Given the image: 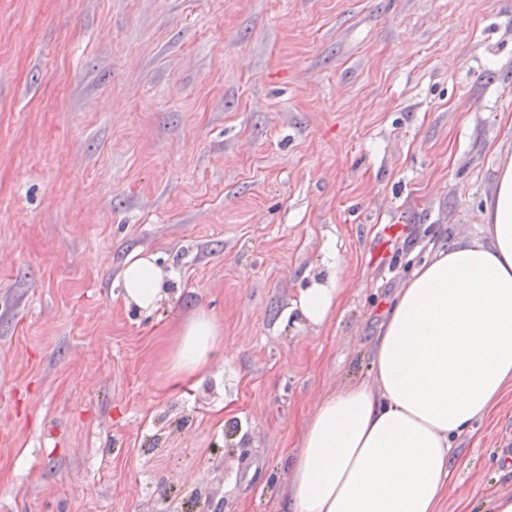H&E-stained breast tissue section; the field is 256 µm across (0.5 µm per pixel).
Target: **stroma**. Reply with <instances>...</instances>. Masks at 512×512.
<instances>
[{
    "label": "stroma",
    "instance_id": "35a3bbf8",
    "mask_svg": "<svg viewBox=\"0 0 512 512\" xmlns=\"http://www.w3.org/2000/svg\"><path fill=\"white\" fill-rule=\"evenodd\" d=\"M500 149L512 0H0V512H281L429 242L485 238ZM202 311L220 354L173 378ZM456 446L439 512H489L512 387ZM119 287L127 305L151 313L166 295L165 274L152 256H137L121 270ZM343 289L336 282V278L329 285L307 288L302 292L298 303L301 314L314 324L323 323L331 315L335 305L337 307L338 297Z\"/></svg>",
    "mask_w": 512,
    "mask_h": 512
}]
</instances>
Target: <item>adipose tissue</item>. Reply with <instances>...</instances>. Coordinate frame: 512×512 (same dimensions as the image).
Instances as JSON below:
<instances>
[{
    "label": "adipose tissue",
    "mask_w": 512,
    "mask_h": 512,
    "mask_svg": "<svg viewBox=\"0 0 512 512\" xmlns=\"http://www.w3.org/2000/svg\"><path fill=\"white\" fill-rule=\"evenodd\" d=\"M497 188L485 204L489 243L436 247L387 306L369 373L325 397L288 458L283 512H438L472 432L512 380V153L499 157ZM127 305L152 312L166 295L153 257L123 267ZM343 287L313 286L301 314L323 323ZM220 328L198 313L175 329L171 371L204 372Z\"/></svg>",
    "instance_id": "ef3b65f1"
}]
</instances>
